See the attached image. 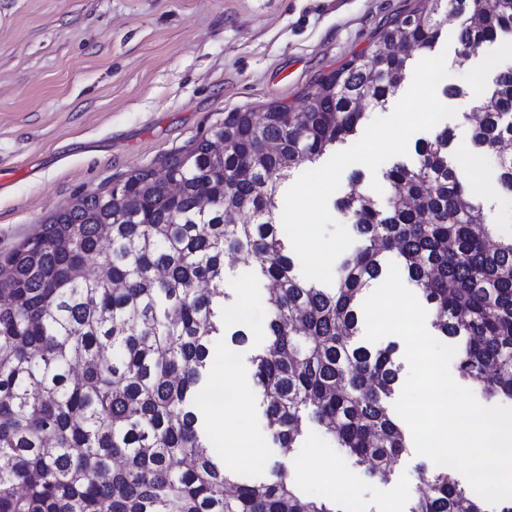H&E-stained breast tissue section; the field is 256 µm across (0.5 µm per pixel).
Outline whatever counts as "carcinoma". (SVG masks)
I'll list each match as a JSON object with an SVG mask.
<instances>
[{"label":"carcinoma","mask_w":512,"mask_h":512,"mask_svg":"<svg viewBox=\"0 0 512 512\" xmlns=\"http://www.w3.org/2000/svg\"><path fill=\"white\" fill-rule=\"evenodd\" d=\"M459 2L461 60L512 33V0L491 9ZM445 13L446 0H416L302 111L273 104L260 121L230 112L168 157L162 176L139 170L79 196L0 256V512H347L280 469L270 480L227 470L209 446L202 410L214 341H249L250 322L227 329L231 253L277 285L251 365L283 451L300 447L310 409L374 476L388 475L408 448L389 406L401 379L397 343L358 340L362 296L390 253L431 308L435 335L457 347L459 379L487 400L512 401V238L485 222L467 176L448 160V128L421 142L413 164L386 171L384 206L353 175L337 205L356 216L361 244L334 287L295 273L279 222L291 171L358 133L362 104L382 108L404 80L410 56L399 46L432 50ZM474 100L471 145L492 151L511 140L512 74L500 71ZM497 165L512 192V155ZM168 181L177 195L163 189ZM236 212L249 221H227ZM421 479L429 492L409 512H512V500L485 508L448 467Z\"/></svg>","instance_id":"obj_1"}]
</instances>
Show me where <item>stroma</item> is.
<instances>
[{"label": "stroma", "instance_id": "1", "mask_svg": "<svg viewBox=\"0 0 512 512\" xmlns=\"http://www.w3.org/2000/svg\"><path fill=\"white\" fill-rule=\"evenodd\" d=\"M414 0H0V255L39 231L77 196L103 192L143 169L161 172L230 112L263 114L283 104L299 110L319 83L368 53L387 24ZM459 18L443 27L447 84L455 118L452 160L472 158L465 173L486 184V223L512 237V193L498 182L497 154L470 144L474 92L512 67V37L457 55ZM236 306L257 315L269 283L243 262L224 270ZM265 343L218 340L214 356L235 368L228 390L237 416L227 432L248 434L258 462L225 458L256 479L281 467L299 488L341 484L339 500L356 512H408L431 460L407 450L387 479L355 466L309 422L300 448L283 452L267 427L251 354Z\"/></svg>", "mask_w": 512, "mask_h": 512}]
</instances>
